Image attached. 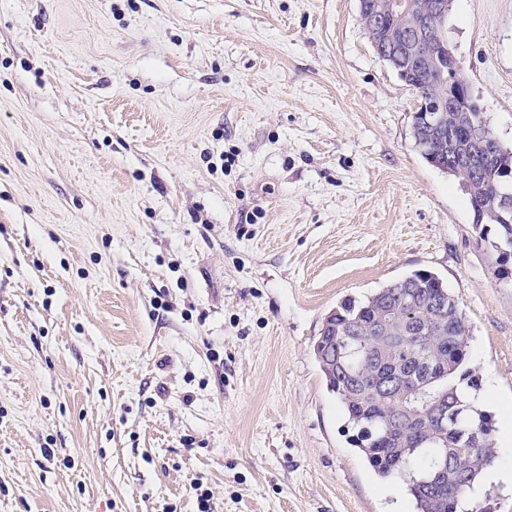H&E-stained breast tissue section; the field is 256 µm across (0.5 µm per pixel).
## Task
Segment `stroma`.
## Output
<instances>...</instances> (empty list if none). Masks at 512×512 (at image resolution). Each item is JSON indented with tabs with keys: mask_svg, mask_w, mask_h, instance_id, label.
<instances>
[{
	"mask_svg": "<svg viewBox=\"0 0 512 512\" xmlns=\"http://www.w3.org/2000/svg\"><path fill=\"white\" fill-rule=\"evenodd\" d=\"M448 42L512 148V0ZM359 0H0V512H391L314 345L425 270L512 401V261Z\"/></svg>",
	"mask_w": 512,
	"mask_h": 512,
	"instance_id": "1",
	"label": "stroma"
}]
</instances>
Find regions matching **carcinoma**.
<instances>
[{"mask_svg": "<svg viewBox=\"0 0 512 512\" xmlns=\"http://www.w3.org/2000/svg\"><path fill=\"white\" fill-rule=\"evenodd\" d=\"M403 23L387 21L379 42L388 50L392 67L404 82L414 81L424 97L443 93L436 74L421 73L397 44L404 37ZM452 125L426 134L413 125L414 145L426 160L440 165L451 163L449 139ZM497 167L478 162L475 171L457 175L469 196L473 224H496L493 210L499 202H512L509 176L497 170H512V151L496 154ZM493 247L504 259L512 257V230L500 225ZM392 309L400 322V340L390 347L383 371L394 369L404 356L412 357L413 368L426 382L424 397L442 400L444 415L427 426H406L396 422L391 401H399L396 391L384 400L371 393L375 363L372 336L379 315ZM469 330L454 298L443 281L428 271H415L369 294L362 301H348L330 312L320 329V368L332 392L338 396L348 424L357 433L352 445L366 457L382 478L406 485L414 500L415 512H457L466 490L472 488L482 471L497 457L494 422L486 411L466 404L458 397V386L478 388V377L464 368ZM453 467L454 478L438 480V470Z\"/></svg>", "mask_w": 512, "mask_h": 512, "instance_id": "carcinoma-1", "label": "carcinoma"}]
</instances>
